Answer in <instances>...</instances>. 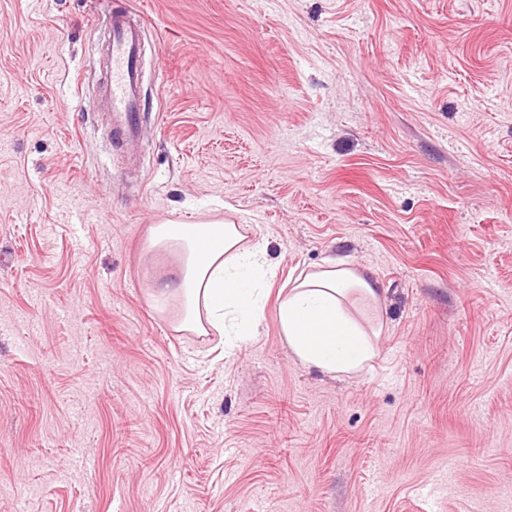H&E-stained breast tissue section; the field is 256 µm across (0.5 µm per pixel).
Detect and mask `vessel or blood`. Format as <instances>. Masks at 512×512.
Masks as SVG:
<instances>
[{
  "label": "vessel or blood",
  "instance_id": "b4317fda",
  "mask_svg": "<svg viewBox=\"0 0 512 512\" xmlns=\"http://www.w3.org/2000/svg\"><path fill=\"white\" fill-rule=\"evenodd\" d=\"M145 18L124 7L108 18L101 48V97L108 112L115 145L124 146L140 136L143 36Z\"/></svg>",
  "mask_w": 512,
  "mask_h": 512
}]
</instances>
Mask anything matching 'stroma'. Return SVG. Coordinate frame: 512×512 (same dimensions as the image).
<instances>
[{"instance_id": "35a3bbf8", "label": "stroma", "mask_w": 512, "mask_h": 512, "mask_svg": "<svg viewBox=\"0 0 512 512\" xmlns=\"http://www.w3.org/2000/svg\"><path fill=\"white\" fill-rule=\"evenodd\" d=\"M148 22L141 138L100 117ZM224 220L278 274L225 351L155 293L150 225ZM342 258L379 353H290ZM0 512H512V0H0ZM145 18L130 8L112 10L101 48V103L108 112L116 146L140 136L143 36ZM350 267L326 260L316 272L293 279L277 304L280 334L293 355L303 366L328 375L357 374L377 357L382 324L365 326L345 301L357 293L378 307L379 290Z\"/></svg>"}]
</instances>
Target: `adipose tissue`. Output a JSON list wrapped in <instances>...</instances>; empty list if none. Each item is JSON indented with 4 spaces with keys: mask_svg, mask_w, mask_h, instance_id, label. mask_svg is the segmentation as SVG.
<instances>
[{
    "mask_svg": "<svg viewBox=\"0 0 512 512\" xmlns=\"http://www.w3.org/2000/svg\"><path fill=\"white\" fill-rule=\"evenodd\" d=\"M222 241L211 249L212 238ZM238 225L212 221L185 229L167 221L153 225L148 243L174 248L181 263L160 295L178 294L184 301L183 324L196 331L212 327L224 338L226 351L256 336L265 321L268 288L277 276L262 243L245 244ZM378 304L379 290L351 269L348 262L326 260L319 270L293 279L280 296V334L305 367L328 375H354L377 356L381 325L365 326L347 309L351 294Z\"/></svg>",
    "mask_w": 512,
    "mask_h": 512,
    "instance_id": "ef3b65f1",
    "label": "adipose tissue"
}]
</instances>
